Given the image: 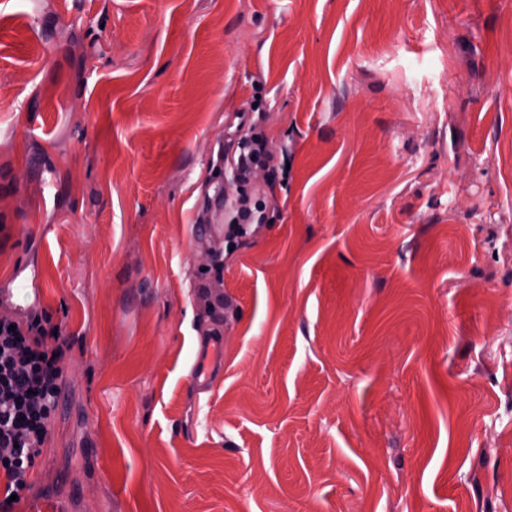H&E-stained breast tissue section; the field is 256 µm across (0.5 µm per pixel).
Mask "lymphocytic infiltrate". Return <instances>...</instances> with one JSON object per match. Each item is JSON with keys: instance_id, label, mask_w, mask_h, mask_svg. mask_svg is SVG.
Instances as JSON below:
<instances>
[{"instance_id": "1", "label": "lymphocytic infiltrate", "mask_w": 512, "mask_h": 512, "mask_svg": "<svg viewBox=\"0 0 512 512\" xmlns=\"http://www.w3.org/2000/svg\"><path fill=\"white\" fill-rule=\"evenodd\" d=\"M227 132L224 159L227 176L216 202L224 207V243L233 245L267 223L268 200L254 177L263 170H285L277 162L267 138L259 130L264 119L256 110L242 111ZM48 314L34 313L13 323L0 318V472L6 478V500L0 512H9L10 495L32 488L30 475L44 448L51 416L62 392V343L54 339Z\"/></svg>"}]
</instances>
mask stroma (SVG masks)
I'll list each match as a JSON object with an SVG mask.
<instances>
[{
	"mask_svg": "<svg viewBox=\"0 0 512 512\" xmlns=\"http://www.w3.org/2000/svg\"><path fill=\"white\" fill-rule=\"evenodd\" d=\"M509 43L512 0H0V315L67 345L40 489L512 512ZM252 107L291 169L227 253ZM223 365L222 338L211 339L209 343L200 345L196 352L191 368V382L193 386L208 387L214 374Z\"/></svg>",
	"mask_w": 512,
	"mask_h": 512,
	"instance_id": "obj_1",
	"label": "stroma"
}]
</instances>
